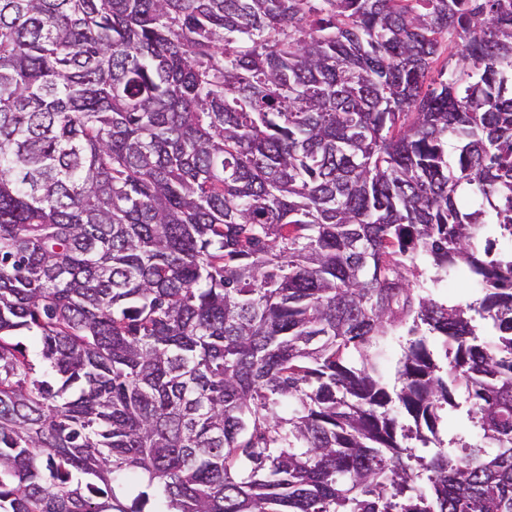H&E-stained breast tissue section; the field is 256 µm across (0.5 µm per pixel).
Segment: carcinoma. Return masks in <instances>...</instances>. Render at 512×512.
Listing matches in <instances>:
<instances>
[{"label": "carcinoma", "instance_id": "obj_1", "mask_svg": "<svg viewBox=\"0 0 512 512\" xmlns=\"http://www.w3.org/2000/svg\"><path fill=\"white\" fill-rule=\"evenodd\" d=\"M501 239L512 0H0V512H512Z\"/></svg>", "mask_w": 512, "mask_h": 512}]
</instances>
